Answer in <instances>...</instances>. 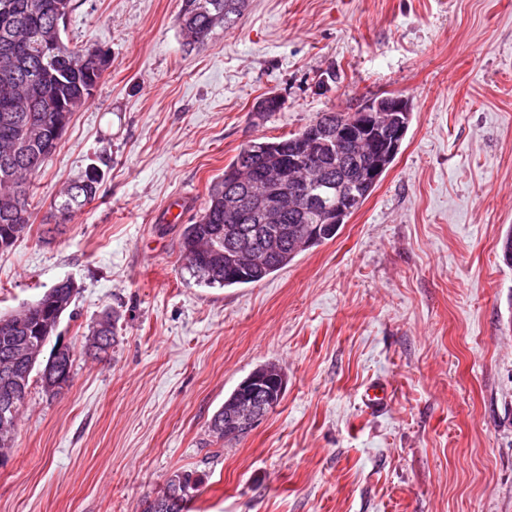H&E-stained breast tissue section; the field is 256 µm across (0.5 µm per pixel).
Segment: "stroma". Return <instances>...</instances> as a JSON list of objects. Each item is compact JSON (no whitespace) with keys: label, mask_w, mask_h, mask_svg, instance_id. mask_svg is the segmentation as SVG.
<instances>
[{"label":"stroma","mask_w":512,"mask_h":512,"mask_svg":"<svg viewBox=\"0 0 512 512\" xmlns=\"http://www.w3.org/2000/svg\"><path fill=\"white\" fill-rule=\"evenodd\" d=\"M179 9L73 0L64 42L110 66L35 180L31 233L0 253L2 315L76 283L54 334L73 376L55 395L32 378L0 512H145L176 473L198 483L190 512H512V0H249L195 47ZM268 93L282 106L256 119ZM391 94L412 105L400 152L334 239L256 285L193 278L181 230L242 145ZM92 163L99 199L50 223ZM106 309L97 361L84 337ZM268 362L280 404L216 440ZM121 315L115 311H104L101 317L96 321L95 325L86 336L84 350L86 353L91 348H96V352L91 354L95 359L104 360L108 354V350L113 347L116 336V324ZM103 344L104 347L99 346ZM391 398V390L384 383L376 382L364 390L363 404L371 410H380Z\"/></svg>","instance_id":"1"}]
</instances>
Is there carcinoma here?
Wrapping results in <instances>:
<instances>
[{
  "mask_svg": "<svg viewBox=\"0 0 512 512\" xmlns=\"http://www.w3.org/2000/svg\"><path fill=\"white\" fill-rule=\"evenodd\" d=\"M31 0H0V103L12 105L9 112L0 111V160L10 158L15 166L9 179L0 178V240L9 235L16 224L31 230L35 203L34 178L40 173L50 154H42L49 140L55 113L45 111L48 104H58L72 115L92 98L95 85L101 81L98 74L81 58L82 47L62 44L52 57L42 55L43 44L55 37L59 17L55 4L59 0H43L45 9L33 13ZM247 0H181L177 25L188 39V44L205 45L216 29L226 26L224 15L237 20ZM304 131L291 133L277 141H250L242 146L224 167V174L214 179L208 189V199L197 220L182 228L179 239L181 256L186 267L208 287L228 288L259 283L271 274L285 268L299 254L294 238L299 233L311 232L317 243L334 238L340 228L336 223L338 204L344 200L364 203L374 189L361 171L380 156L383 142L378 141L371 152L357 150L348 156V173L343 182L330 185L327 175L307 170L300 173L312 180V201L288 210V217L279 224H265L247 208L236 213L224 210L227 195L240 190L235 177L242 176L240 158L247 150L258 166L286 165L293 141ZM102 175L98 167L90 166L70 179L51 203L55 217L66 224L100 196ZM239 227L254 235L257 247L270 251L265 263L247 269L237 262L225 242L226 226ZM70 288H55L41 298L11 315L13 324L0 326V366L3 357L19 345H28L29 354L38 352L52 333L46 330L48 322H56L62 305L72 302ZM121 318L117 311H104L86 336L84 350L96 349L94 358L104 360L113 347L116 324ZM236 394L224 400L212 417L210 431L220 440H235L239 435L226 427L228 412L235 405ZM25 398L17 400L15 413L0 422V458L3 449L11 447L13 433ZM196 483L186 474H175L168 481L164 493L179 496L186 502Z\"/></svg>",
  "mask_w": 512,
  "mask_h": 512,
  "instance_id": "1",
  "label": "carcinoma"
}]
</instances>
